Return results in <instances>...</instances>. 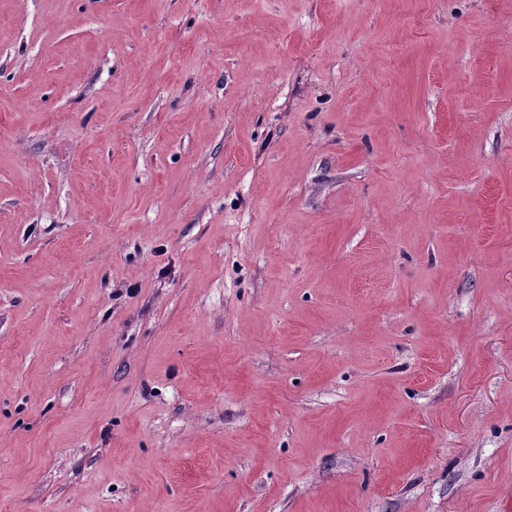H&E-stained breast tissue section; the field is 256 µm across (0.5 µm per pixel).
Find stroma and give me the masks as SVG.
Masks as SVG:
<instances>
[{
    "mask_svg": "<svg viewBox=\"0 0 512 512\" xmlns=\"http://www.w3.org/2000/svg\"><path fill=\"white\" fill-rule=\"evenodd\" d=\"M0 512H512V0H0Z\"/></svg>",
    "mask_w": 512,
    "mask_h": 512,
    "instance_id": "35a3bbf8",
    "label": "stroma"
}]
</instances>
